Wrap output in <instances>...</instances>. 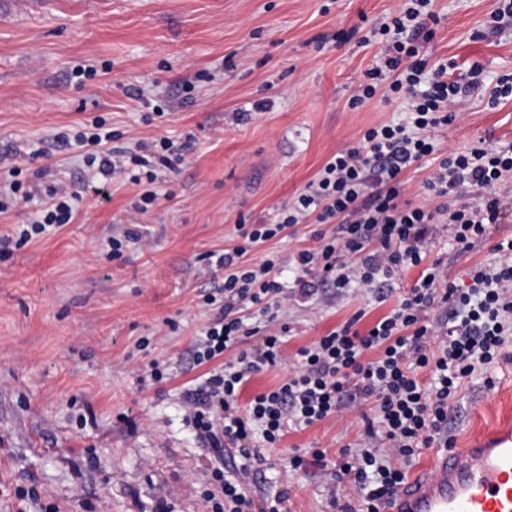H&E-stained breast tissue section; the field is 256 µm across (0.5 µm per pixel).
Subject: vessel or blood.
Segmentation results:
<instances>
[{
	"mask_svg": "<svg viewBox=\"0 0 512 512\" xmlns=\"http://www.w3.org/2000/svg\"><path fill=\"white\" fill-rule=\"evenodd\" d=\"M387 512H512V426L438 454L433 471L393 493Z\"/></svg>",
	"mask_w": 512,
	"mask_h": 512,
	"instance_id": "1",
	"label": "vessel or blood"
}]
</instances>
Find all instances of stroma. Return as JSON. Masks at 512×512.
I'll return each mask as SVG.
<instances>
[{
    "label": "stroma",
    "mask_w": 512,
    "mask_h": 512,
    "mask_svg": "<svg viewBox=\"0 0 512 512\" xmlns=\"http://www.w3.org/2000/svg\"><path fill=\"white\" fill-rule=\"evenodd\" d=\"M400 0H0V167L25 181L81 188L78 149L56 142L105 119L118 143L161 137L182 154L160 172L158 199L133 216L141 188L122 177L107 198L75 203L70 224L0 255V512H210L209 452L183 419V397L201 375L189 350L213 312L203 293L224 280L199 257L240 245L239 223L270 224L337 150L370 127L400 119L404 101L376 95L349 105L383 45L376 20ZM497 0H435L423 42L429 63L472 66L485 84L436 133L441 154L478 138L512 140V100L489 107L497 77L512 73V30L493 32ZM93 68L78 83L74 68ZM166 104L157 116V104ZM134 229L138 244L109 259L106 239ZM302 223L250 252L291 258L313 247ZM512 235V209L489 238L461 253L436 245L450 277L492 263ZM284 318L286 355L358 311L380 313L357 288L296 294ZM167 376H144L151 363ZM362 410L290 427L250 489L284 512H338L332 468L285 476L289 449L330 456L363 441ZM512 417V358L465 385L448 420L453 448Z\"/></svg>",
    "instance_id": "35a3bbf8"
}]
</instances>
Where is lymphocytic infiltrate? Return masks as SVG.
Segmentation results:
<instances>
[{
  "mask_svg": "<svg viewBox=\"0 0 512 512\" xmlns=\"http://www.w3.org/2000/svg\"><path fill=\"white\" fill-rule=\"evenodd\" d=\"M434 16L433 0H403L388 13L375 28L384 53L350 100L355 106L379 93L403 99L405 117L365 130L357 146L336 152L323 165L278 222L251 225L242 244L216 257L224 295L204 297L215 314L192 359L206 371L184 395L188 425L215 453L212 484L203 492L211 512H254L246 487L265 460L264 449L279 446L289 423L308 427L367 402L374 416L366 421L363 448L342 451L333 462L324 449L295 448L287 469L335 465L337 481L359 495L345 512H381L421 449L448 446V415L460 390L512 340V236L495 244L497 262L469 266L462 283L449 279L441 260L428 258L429 243L442 229L462 253L485 240L491 225L501 223L504 199L512 193V141L492 144L481 138L463 150L438 154L435 130L455 120L456 105L479 88L481 71L471 69L462 83L448 64L429 65L418 36L424 19ZM70 138L57 136L61 142ZM71 139L92 172L85 189L98 196L117 175L128 174L136 185L152 183L156 175L147 162L172 169L181 160L165 137L152 143L147 157L111 148L113 133L99 117ZM430 156L437 159L426 182L430 200L404 202L402 171ZM372 180L373 192L367 189ZM464 186L475 189V201L452 199ZM77 198L63 185L40 194L11 182L0 190V213L32 202L37 209L29 223L0 239V252L23 248L70 223ZM310 219L320 225L313 234L316 245L294 257L302 294L322 284L354 283L381 303L386 299L381 279L413 268L420 274L388 313L367 325L362 314H354L300 348L289 365L283 352L288 329L274 322L288 305L280 261L269 254L250 264L244 257ZM326 224L332 232H323ZM254 336L260 339L255 346L249 343ZM269 369L281 370L280 383L240 403L253 376ZM227 450L241 459L232 471L224 468Z\"/></svg>",
  "mask_w": 512,
  "mask_h": 512,
  "instance_id": "f902f5d3",
  "label": "lymphocytic infiltrate"
}]
</instances>
